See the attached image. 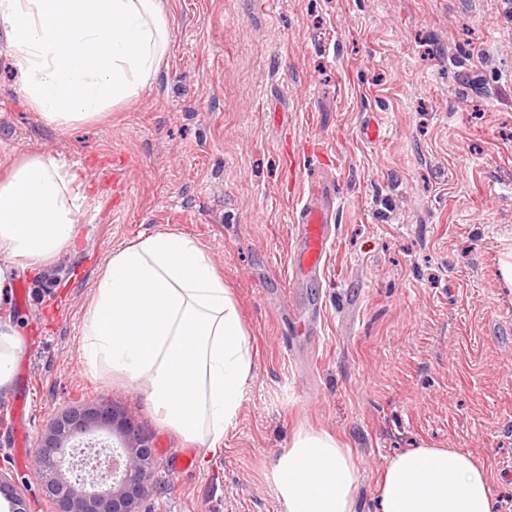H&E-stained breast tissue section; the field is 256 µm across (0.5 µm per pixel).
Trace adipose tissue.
Wrapping results in <instances>:
<instances>
[{"label":"adipose tissue","mask_w":512,"mask_h":512,"mask_svg":"<svg viewBox=\"0 0 512 512\" xmlns=\"http://www.w3.org/2000/svg\"><path fill=\"white\" fill-rule=\"evenodd\" d=\"M19 91L48 122L70 126L139 95L167 51L162 0H0ZM86 180L53 158L12 160L0 176V255L44 264L74 242ZM96 366L148 384L163 422L221 446L253 372L229 288L194 238L163 230L112 253L83 321ZM282 512H356L360 473L327 432L301 431L271 468ZM379 512H494L489 476L457 448L389 459Z\"/></svg>","instance_id":"adipose-tissue-1"}]
</instances>
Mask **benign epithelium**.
Masks as SVG:
<instances>
[{"label": "benign epithelium", "instance_id": "obj_1", "mask_svg": "<svg viewBox=\"0 0 512 512\" xmlns=\"http://www.w3.org/2000/svg\"><path fill=\"white\" fill-rule=\"evenodd\" d=\"M121 435L120 451L105 447L74 460L76 442L92 429ZM152 445L149 437L128 416L102 405L68 410L50 425L33 456L34 470L57 512H136L151 478ZM87 470L81 482L65 472ZM0 494L9 498V512H28L25 500L0 477Z\"/></svg>", "mask_w": 512, "mask_h": 512}]
</instances>
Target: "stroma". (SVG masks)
<instances>
[{
    "mask_svg": "<svg viewBox=\"0 0 512 512\" xmlns=\"http://www.w3.org/2000/svg\"><path fill=\"white\" fill-rule=\"evenodd\" d=\"M163 4L158 74L70 127L28 107L0 29V166L41 154L90 177L75 243L43 265L13 262L0 289V322L38 383L27 405L20 379L0 389V474L29 512H55L34 452L63 412L101 404L156 446L139 512H279L271 467L302 428L351 448L357 512H375L388 460L425 443L469 453L495 512H512V26L497 0ZM373 121L375 142L361 135ZM307 181L338 202L334 240L324 271L295 277ZM162 229L205 247L248 331L253 378L215 450L82 348L112 251ZM316 303V332L300 331ZM185 451L192 470L172 472Z\"/></svg>",
    "mask_w": 512,
    "mask_h": 512,
    "instance_id": "obj_1",
    "label": "stroma"
}]
</instances>
